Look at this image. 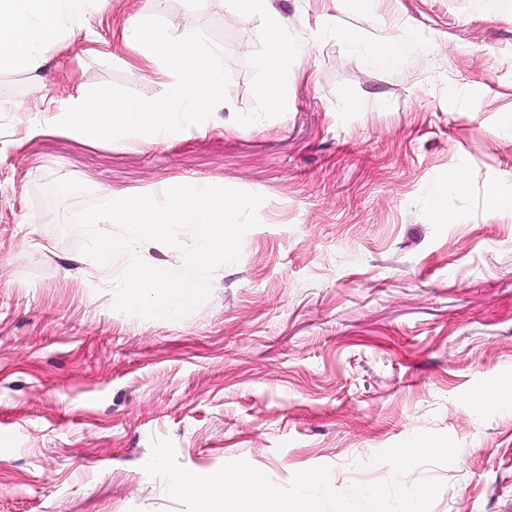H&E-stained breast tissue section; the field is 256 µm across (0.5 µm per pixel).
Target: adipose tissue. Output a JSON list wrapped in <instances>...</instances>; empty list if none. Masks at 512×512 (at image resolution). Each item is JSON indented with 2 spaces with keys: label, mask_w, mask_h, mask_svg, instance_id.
I'll return each instance as SVG.
<instances>
[{
  "label": "adipose tissue",
  "mask_w": 512,
  "mask_h": 512,
  "mask_svg": "<svg viewBox=\"0 0 512 512\" xmlns=\"http://www.w3.org/2000/svg\"><path fill=\"white\" fill-rule=\"evenodd\" d=\"M267 0H225L235 16L259 15L270 46L260 57L265 75L261 101L277 112L287 103L285 74L297 50L288 36L285 17L269 9ZM108 0H0V71H20L38 79L48 61L62 51L75 28L101 13ZM137 52L135 70L152 72L166 85L164 97L143 101L121 90L86 87L74 99L55 106L34 133L63 129L72 135L109 144L136 139L152 146L172 139L184 117L210 111L224 96L221 70L224 48L196 27L170 36L156 12L136 14L121 32Z\"/></svg>",
  "instance_id": "adipose-tissue-1"
}]
</instances>
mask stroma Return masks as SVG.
<instances>
[{
  "label": "stroma",
  "instance_id": "stroma-1",
  "mask_svg": "<svg viewBox=\"0 0 512 512\" xmlns=\"http://www.w3.org/2000/svg\"><path fill=\"white\" fill-rule=\"evenodd\" d=\"M302 58L289 106L260 109L259 16L223 0H109L0 112V512H185L144 465L168 439L208 475L243 460L287 487L389 480L376 453L448 435L430 512H512V0H269ZM224 47V98L167 143L29 135L83 85L154 99L122 27ZM353 34L351 42L337 38ZM396 40L399 60L363 64ZM461 175L455 184L453 175ZM184 179L262 195L240 258L181 320L114 309L74 213ZM359 59L366 64L389 66L397 59L396 45L391 41L369 44Z\"/></svg>",
  "mask_w": 512,
  "mask_h": 512
}]
</instances>
